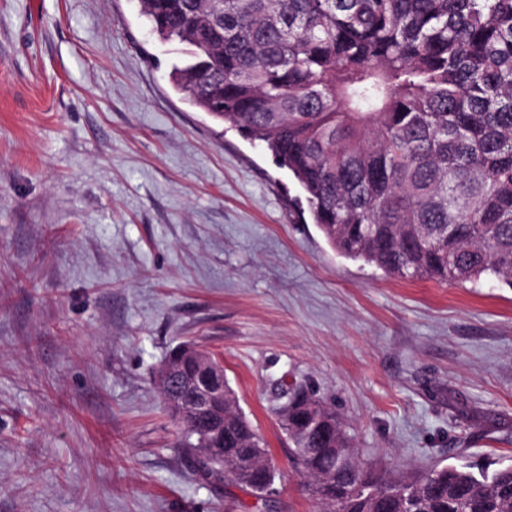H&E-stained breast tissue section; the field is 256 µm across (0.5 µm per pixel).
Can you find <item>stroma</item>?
<instances>
[{"label": "stroma", "instance_id": "stroma-1", "mask_svg": "<svg viewBox=\"0 0 512 512\" xmlns=\"http://www.w3.org/2000/svg\"><path fill=\"white\" fill-rule=\"evenodd\" d=\"M138 0H0V512H318L270 389L309 383L398 477L512 465V288L334 250L266 149L172 87ZM192 340L267 445L196 477L155 372Z\"/></svg>", "mask_w": 512, "mask_h": 512}]
</instances>
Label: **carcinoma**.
<instances>
[{
  "label": "carcinoma",
  "instance_id": "carcinoma-1",
  "mask_svg": "<svg viewBox=\"0 0 512 512\" xmlns=\"http://www.w3.org/2000/svg\"><path fill=\"white\" fill-rule=\"evenodd\" d=\"M185 45L175 89L259 143L341 255L389 276L512 287V0H139ZM193 473L252 494L276 467L231 389L207 433L158 374ZM320 512H512V468L385 478L303 384L272 389Z\"/></svg>",
  "mask_w": 512,
  "mask_h": 512
}]
</instances>
